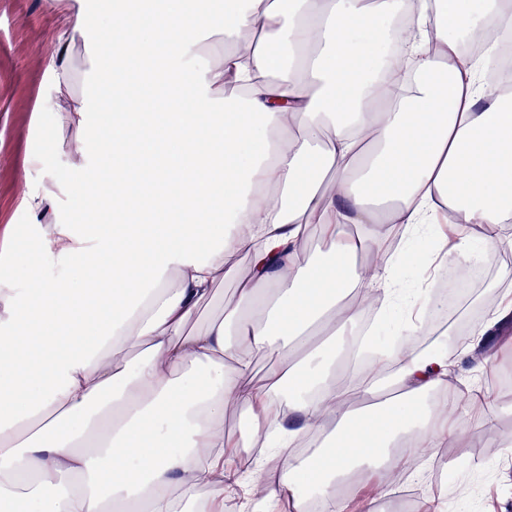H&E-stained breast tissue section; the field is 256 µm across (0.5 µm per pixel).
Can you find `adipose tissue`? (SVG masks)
Instances as JSON below:
<instances>
[{
    "label": "adipose tissue",
    "instance_id": "obj_1",
    "mask_svg": "<svg viewBox=\"0 0 512 512\" xmlns=\"http://www.w3.org/2000/svg\"><path fill=\"white\" fill-rule=\"evenodd\" d=\"M111 8L149 18L135 49L125 48L124 25L92 27L78 11L59 27L49 69L54 111L97 129L72 156L111 163L110 178L81 193L113 222L58 224L25 240L80 273L77 285L42 280L11 293L16 264L0 259V501L36 503L52 486L59 512H224V408L237 407L256 441L258 408L277 387L293 419L284 442L327 418L335 427L330 447L284 458L267 499L306 512L312 494L325 512H349L337 483L359 489L459 431L433 402L450 392L455 352L416 351L422 324L407 319L387 356L395 372L340 386L335 352L306 371L289 345L320 324H356L349 294L394 295L382 248L392 225L431 222L441 207L470 228L512 223V91L477 83L496 51L461 52L471 30L512 31V0H226L218 14L209 0ZM403 16L409 26L397 28ZM215 33L224 45L202 61ZM107 39L115 54L95 73L99 93H77L76 42ZM132 62L147 75L154 119L131 105ZM231 81L244 94L218 101ZM326 173L332 187L322 193ZM147 210L177 221L130 222ZM218 213L223 223H210ZM313 224L326 250L308 258ZM368 246L380 262L366 274L354 259ZM240 251L251 275L235 304L187 333ZM260 353L277 357L269 390L247 377ZM395 387L401 398L369 414L349 404Z\"/></svg>",
    "mask_w": 512,
    "mask_h": 512
}]
</instances>
